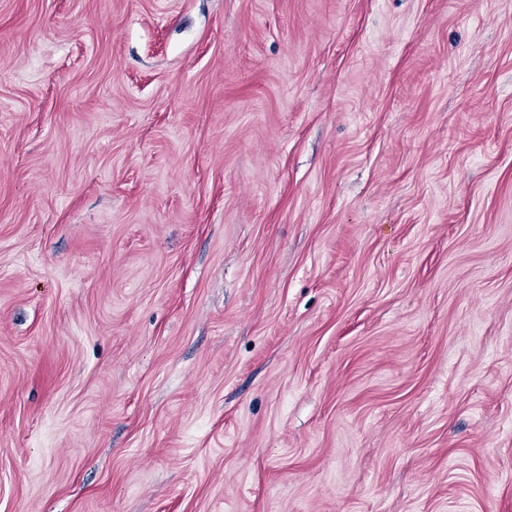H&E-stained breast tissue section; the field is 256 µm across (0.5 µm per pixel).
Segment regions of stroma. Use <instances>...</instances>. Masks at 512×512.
Wrapping results in <instances>:
<instances>
[{"label":"stroma","mask_w":512,"mask_h":512,"mask_svg":"<svg viewBox=\"0 0 512 512\" xmlns=\"http://www.w3.org/2000/svg\"><path fill=\"white\" fill-rule=\"evenodd\" d=\"M0 512H512V0H0Z\"/></svg>","instance_id":"stroma-1"}]
</instances>
